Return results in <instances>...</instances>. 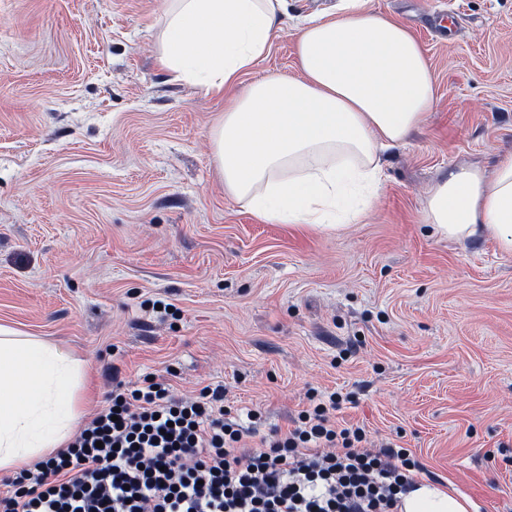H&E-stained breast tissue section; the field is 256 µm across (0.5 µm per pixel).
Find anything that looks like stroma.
<instances>
[{"label": "stroma", "mask_w": 512, "mask_h": 512, "mask_svg": "<svg viewBox=\"0 0 512 512\" xmlns=\"http://www.w3.org/2000/svg\"><path fill=\"white\" fill-rule=\"evenodd\" d=\"M339 4L284 0L240 88L296 76L298 26ZM370 5L409 26L437 96L336 233L225 194L209 137L225 100L159 66L164 0H0V327L86 364L82 418L116 367L179 394L223 385L264 434L335 392L337 422L512 512V256L422 214L449 168L512 152V0Z\"/></svg>", "instance_id": "1"}]
</instances>
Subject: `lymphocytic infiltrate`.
Masks as SVG:
<instances>
[{
  "instance_id": "f902f5d3",
  "label": "lymphocytic infiltrate",
  "mask_w": 512,
  "mask_h": 512,
  "mask_svg": "<svg viewBox=\"0 0 512 512\" xmlns=\"http://www.w3.org/2000/svg\"><path fill=\"white\" fill-rule=\"evenodd\" d=\"M311 398L286 429L247 445L258 410L231 420L223 386L178 396L146 376L116 390L67 443L10 479L0 512H399L422 465L337 424Z\"/></svg>"
}]
</instances>
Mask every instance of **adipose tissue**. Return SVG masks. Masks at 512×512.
I'll list each match as a JSON object with an SVG mask.
<instances>
[{"instance_id": "1", "label": "adipose tissue", "mask_w": 512, "mask_h": 512, "mask_svg": "<svg viewBox=\"0 0 512 512\" xmlns=\"http://www.w3.org/2000/svg\"><path fill=\"white\" fill-rule=\"evenodd\" d=\"M284 0H165L157 59L174 81L221 96L269 52ZM299 75L270 74L231 97L210 131L224 191L259 220L338 227L365 212L381 181L380 150L404 144L435 99L427 57L409 28L344 0L303 23ZM424 219L441 236L492 239L512 255V153L493 170H449ZM83 363L59 346L0 332V471L60 448L80 417ZM455 491L416 482L401 512H470Z\"/></svg>"}]
</instances>
